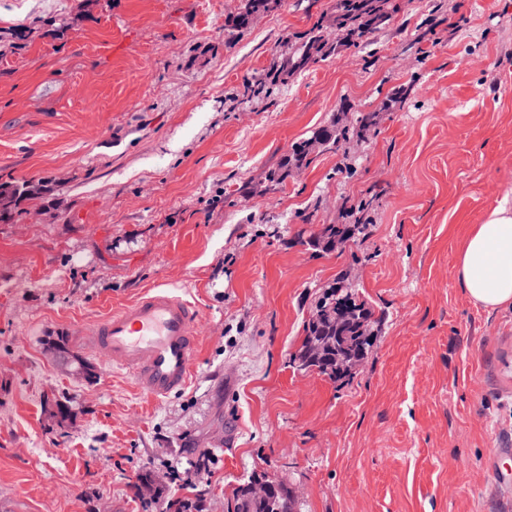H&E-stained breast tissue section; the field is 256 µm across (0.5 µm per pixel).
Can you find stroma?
<instances>
[{"label":"stroma","mask_w":512,"mask_h":512,"mask_svg":"<svg viewBox=\"0 0 512 512\" xmlns=\"http://www.w3.org/2000/svg\"><path fill=\"white\" fill-rule=\"evenodd\" d=\"M392 2L246 98L334 33V0H281L229 44L239 0H0V182L52 188L0 223V512H143L146 470L202 512L263 473L298 512H512V307L456 273L463 230L512 193V0ZM334 121L349 139L268 184ZM354 208L364 230L314 246ZM339 279L376 323L334 382L294 356ZM155 285L200 311L189 384L157 401L76 334ZM61 336L93 380L58 365ZM212 450L211 477L174 482L166 460ZM338 41L328 38L317 25L306 39L294 49L285 53L275 70L269 73L271 83H286L295 73L306 69L310 64L329 57L336 50Z\"/></svg>","instance_id":"stroma-1"}]
</instances>
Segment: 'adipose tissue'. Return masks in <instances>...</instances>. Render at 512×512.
Wrapping results in <instances>:
<instances>
[{"instance_id": "obj_1", "label": "adipose tissue", "mask_w": 512, "mask_h": 512, "mask_svg": "<svg viewBox=\"0 0 512 512\" xmlns=\"http://www.w3.org/2000/svg\"><path fill=\"white\" fill-rule=\"evenodd\" d=\"M467 296L486 309L512 306V203L501 200L468 231L457 257Z\"/></svg>"}]
</instances>
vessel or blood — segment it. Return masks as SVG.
<instances>
[{
  "mask_svg": "<svg viewBox=\"0 0 512 512\" xmlns=\"http://www.w3.org/2000/svg\"><path fill=\"white\" fill-rule=\"evenodd\" d=\"M198 318L195 305L156 288L80 335L113 365L128 369L138 389L157 400L187 386L197 353Z\"/></svg>",
  "mask_w": 512,
  "mask_h": 512,
  "instance_id": "b4317fda",
  "label": "vessel or blood"
}]
</instances>
